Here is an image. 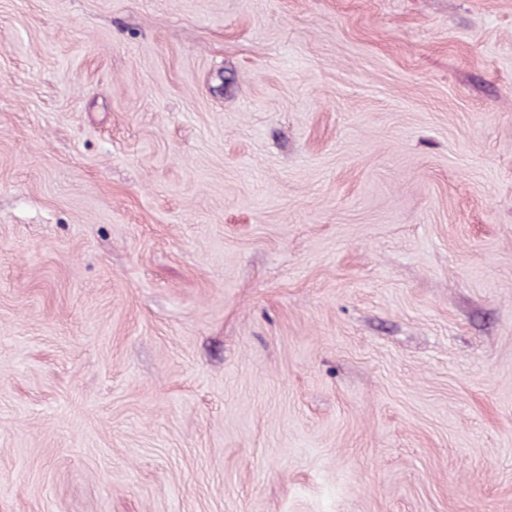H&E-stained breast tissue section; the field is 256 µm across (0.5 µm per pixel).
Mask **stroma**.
<instances>
[{
  "label": "stroma",
  "instance_id": "obj_1",
  "mask_svg": "<svg viewBox=\"0 0 512 512\" xmlns=\"http://www.w3.org/2000/svg\"><path fill=\"white\" fill-rule=\"evenodd\" d=\"M0 512H512V0H0Z\"/></svg>",
  "mask_w": 512,
  "mask_h": 512
}]
</instances>
